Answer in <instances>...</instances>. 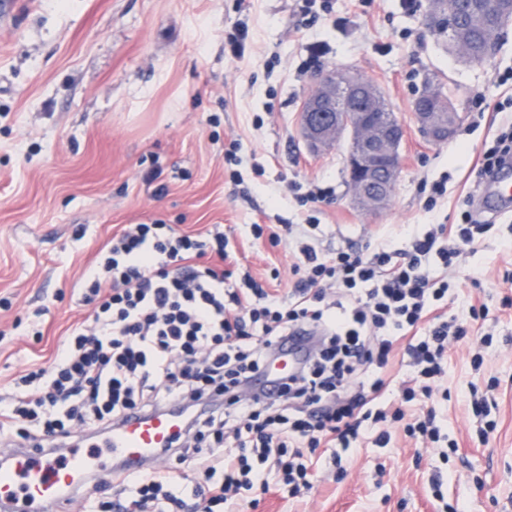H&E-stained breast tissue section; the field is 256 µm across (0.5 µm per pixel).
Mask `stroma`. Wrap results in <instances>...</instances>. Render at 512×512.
<instances>
[{
  "label": "stroma",
  "instance_id": "1",
  "mask_svg": "<svg viewBox=\"0 0 512 512\" xmlns=\"http://www.w3.org/2000/svg\"><path fill=\"white\" fill-rule=\"evenodd\" d=\"M319 16L298 0H0V387L30 364H49L68 327L91 311L81 287L112 235L133 224L198 234L222 226L239 272L264 287L291 288L297 247L253 240V224L315 219L317 247H403L411 226L452 224L477 187L485 143L512 119V23L491 56L464 62L426 24L428 5L400 0H327ZM249 29L244 57L227 37ZM325 44L311 62L313 44ZM370 82L405 129L389 202L353 204L344 145L310 151L301 113L319 73ZM460 116L444 143L420 133L412 105L426 82ZM235 150L236 165L224 159ZM238 178H231V171ZM447 177L448 192L424 209L423 181ZM328 191L302 204L300 189ZM448 316L469 319L448 348L443 423L458 443L448 455L392 433L314 466L315 488L270 493L243 512H512V218L502 217L449 274ZM486 317L470 320V308ZM490 335L480 371L469 350ZM498 379L481 438L468 413L470 385Z\"/></svg>",
  "mask_w": 512,
  "mask_h": 512
}]
</instances>
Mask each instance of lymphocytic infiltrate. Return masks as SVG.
Segmentation results:
<instances>
[{
    "label": "lymphocytic infiltrate",
    "mask_w": 512,
    "mask_h": 512,
    "mask_svg": "<svg viewBox=\"0 0 512 512\" xmlns=\"http://www.w3.org/2000/svg\"><path fill=\"white\" fill-rule=\"evenodd\" d=\"M490 227L467 197L456 223L411 230L402 250L323 254L311 242L314 224L279 233L252 225L254 238L299 244L296 280L280 292L250 275L231 284L237 252L223 230L133 225L113 235L86 283L91 321L0 398V444L46 435L62 443L74 426L107 431L129 412L176 404L187 419L171 464L116 471L97 497L108 512H235L248 493L275 485L292 496L312 490L308 462L321 451L338 465L364 442L386 447L394 427L447 442L439 386L449 340L468 334L443 314L447 271ZM305 327L316 334L295 371L259 389L269 362Z\"/></svg>",
    "instance_id": "f902f5d3"
}]
</instances>
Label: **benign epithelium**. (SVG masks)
Segmentation results:
<instances>
[{"label": "benign epithelium", "mask_w": 512, "mask_h": 512, "mask_svg": "<svg viewBox=\"0 0 512 512\" xmlns=\"http://www.w3.org/2000/svg\"><path fill=\"white\" fill-rule=\"evenodd\" d=\"M505 17L484 31V53L494 50L505 24L512 20V0H502ZM454 0L436 2L428 10V25L436 28L453 21ZM438 89L421 91L415 100L413 117L422 134L432 142L450 138L456 123L437 112ZM307 146L317 151L333 142H346V168L355 201L364 209L382 208L391 196L399 175V148L403 125L392 118L374 88L357 76L333 72L318 77V90L306 103L302 119Z\"/></svg>", "instance_id": "7a95c632"}]
</instances>
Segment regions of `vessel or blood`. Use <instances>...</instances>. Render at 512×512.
<instances>
[{
  "label": "vessel or blood",
  "mask_w": 512,
  "mask_h": 512,
  "mask_svg": "<svg viewBox=\"0 0 512 512\" xmlns=\"http://www.w3.org/2000/svg\"><path fill=\"white\" fill-rule=\"evenodd\" d=\"M478 204L486 212L512 211V166L503 165L483 185ZM179 406L133 414L107 432L75 430L64 447L52 438L17 444L0 464V512H66L71 499L110 482L121 466L146 471L182 428Z\"/></svg>",
  "instance_id": "b4317fda"
}]
</instances>
